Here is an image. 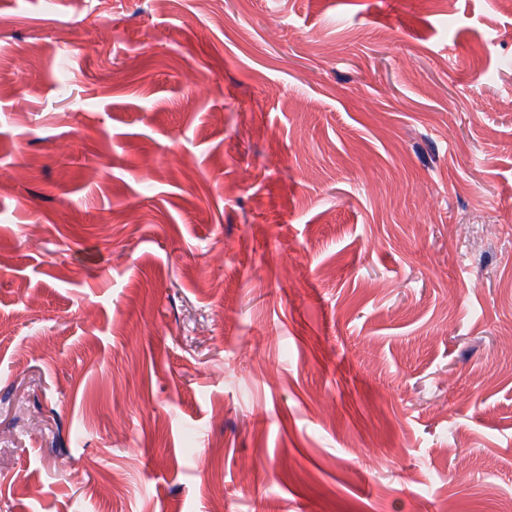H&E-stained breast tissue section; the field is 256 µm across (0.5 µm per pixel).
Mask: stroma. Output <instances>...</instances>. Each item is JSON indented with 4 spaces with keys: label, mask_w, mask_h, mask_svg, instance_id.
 Instances as JSON below:
<instances>
[{
    "label": "stroma",
    "mask_w": 512,
    "mask_h": 512,
    "mask_svg": "<svg viewBox=\"0 0 512 512\" xmlns=\"http://www.w3.org/2000/svg\"><path fill=\"white\" fill-rule=\"evenodd\" d=\"M503 0H0V512L512 499Z\"/></svg>",
    "instance_id": "obj_1"
}]
</instances>
